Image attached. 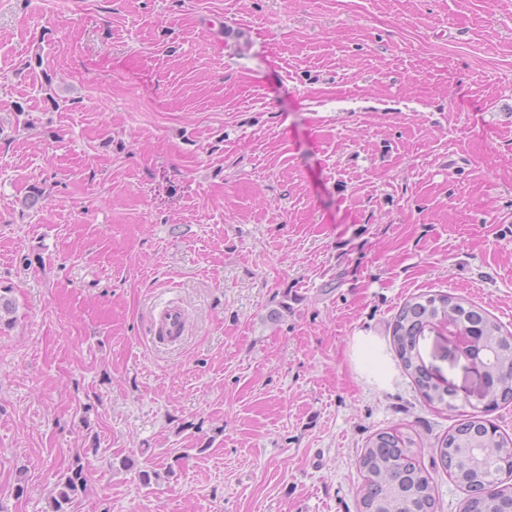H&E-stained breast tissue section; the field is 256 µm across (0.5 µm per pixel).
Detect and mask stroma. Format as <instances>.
I'll use <instances>...</instances> for the list:
<instances>
[{
  "label": "stroma",
  "mask_w": 512,
  "mask_h": 512,
  "mask_svg": "<svg viewBox=\"0 0 512 512\" xmlns=\"http://www.w3.org/2000/svg\"><path fill=\"white\" fill-rule=\"evenodd\" d=\"M1 288L0 512L77 458L68 512H361L380 431L461 512L435 450L512 403L440 326L428 403L390 325L512 333V0H0ZM459 300L444 294H430L416 296L403 304L393 323L392 342L404 369L429 403L444 405L450 410L456 408L450 402L448 389L439 387L418 357L419 338L427 324L440 316L448 317L430 325V328L440 324L448 330V336L455 340L460 355L481 371L487 392L492 370L476 357L474 340L463 326L481 336L482 348L477 355L491 365L498 377L495 389L488 394V404L495 406L498 399L512 402V334L504 333L501 325L483 307L468 302L463 305ZM448 305L455 308L461 322L456 313L448 315ZM159 329L164 336L176 338L181 336L185 328V316L176 305L167 306L159 314Z\"/></svg>",
  "instance_id": "1"
}]
</instances>
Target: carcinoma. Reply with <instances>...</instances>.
<instances>
[{
    "label": "carcinoma",
    "instance_id": "obj_1",
    "mask_svg": "<svg viewBox=\"0 0 512 512\" xmlns=\"http://www.w3.org/2000/svg\"><path fill=\"white\" fill-rule=\"evenodd\" d=\"M454 307L463 326L481 336L482 348L477 351L497 373V385L489 394V404L512 402V334L481 306L462 303L444 295H419L406 301L397 313L392 331L393 347L407 373L420 392L431 403L453 410L448 389L428 374L418 357V342L428 323L448 316ZM512 442L476 416L461 420L448 430L436 449L439 465L460 487L470 493L463 512H471L472 498L494 512L512 497V487L504 485L493 459L499 448ZM359 467L364 478L361 500L363 512H433L434 489L427 471L421 467L411 442L387 431L373 435L367 442ZM57 492L48 502L47 512H67L66 505L86 489V476L80 465L70 469L57 483Z\"/></svg>",
    "mask_w": 512,
    "mask_h": 512
}]
</instances>
